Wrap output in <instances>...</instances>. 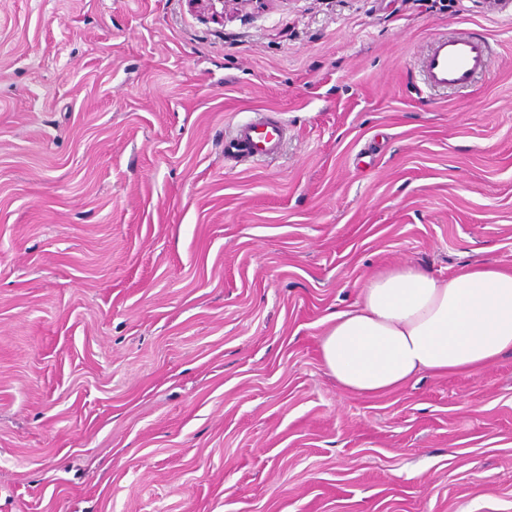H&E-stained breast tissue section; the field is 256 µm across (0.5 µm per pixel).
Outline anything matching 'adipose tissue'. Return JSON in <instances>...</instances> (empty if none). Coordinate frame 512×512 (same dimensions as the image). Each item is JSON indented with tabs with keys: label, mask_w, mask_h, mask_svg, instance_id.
<instances>
[{
	"label": "adipose tissue",
	"mask_w": 512,
	"mask_h": 512,
	"mask_svg": "<svg viewBox=\"0 0 512 512\" xmlns=\"http://www.w3.org/2000/svg\"><path fill=\"white\" fill-rule=\"evenodd\" d=\"M321 362L344 390L375 396L422 374L469 371L512 352V270L474 263L446 278L407 265L376 272L333 312Z\"/></svg>",
	"instance_id": "ef3b65f1"
}]
</instances>
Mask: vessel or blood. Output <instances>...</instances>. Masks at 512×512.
<instances>
[{
    "instance_id": "1",
    "label": "vessel or blood",
    "mask_w": 512,
    "mask_h": 512,
    "mask_svg": "<svg viewBox=\"0 0 512 512\" xmlns=\"http://www.w3.org/2000/svg\"><path fill=\"white\" fill-rule=\"evenodd\" d=\"M491 63L486 40L468 35L441 36L424 57V82L437 89L468 88L478 76L489 73ZM287 135L284 121L258 111L237 122L224 140V155L238 160L270 158L280 153Z\"/></svg>"
}]
</instances>
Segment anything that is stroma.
Instances as JSON below:
<instances>
[{"mask_svg":"<svg viewBox=\"0 0 512 512\" xmlns=\"http://www.w3.org/2000/svg\"><path fill=\"white\" fill-rule=\"evenodd\" d=\"M487 37L464 91L432 41ZM288 123L258 164L237 121ZM512 269V7L0 0V512H512V354L324 370L378 270ZM490 44L468 35L436 38L423 62L424 82L437 89L471 87L479 75L490 72ZM288 135V125L267 112H254L240 120L224 139L226 159H265L276 156Z\"/></svg>","mask_w":512,"mask_h":512,"instance_id":"obj_1","label":"stroma"}]
</instances>
